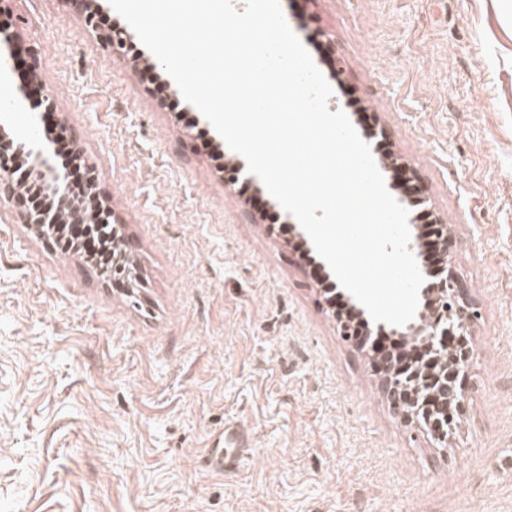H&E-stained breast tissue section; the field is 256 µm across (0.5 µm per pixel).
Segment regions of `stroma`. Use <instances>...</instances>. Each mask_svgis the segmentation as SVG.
I'll list each match as a JSON object with an SVG mask.
<instances>
[{"label": "stroma", "instance_id": "1", "mask_svg": "<svg viewBox=\"0 0 512 512\" xmlns=\"http://www.w3.org/2000/svg\"><path fill=\"white\" fill-rule=\"evenodd\" d=\"M280 4L330 110L416 176L409 224L454 240L480 317L447 445L402 420L328 264L218 170L238 153L109 0H0L9 123L100 171L132 267L104 278L0 199V512H512V0ZM114 28L135 54L100 42ZM228 421L251 437L233 475L206 464Z\"/></svg>", "mask_w": 512, "mask_h": 512}]
</instances>
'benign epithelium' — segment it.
<instances>
[{"label":"benign epithelium","mask_w":512,"mask_h":512,"mask_svg":"<svg viewBox=\"0 0 512 512\" xmlns=\"http://www.w3.org/2000/svg\"><path fill=\"white\" fill-rule=\"evenodd\" d=\"M0 118V194L4 195L22 223L40 236L46 229L82 218L83 209L69 196L64 174L57 168L49 146L40 140L10 137ZM24 166L46 198V205L31 210L21 186L15 181L18 166ZM423 311L401 326L400 335L411 344L410 352L422 349L435 358L448 356L441 372L420 375L391 367L392 357L379 363L385 372L384 390L404 421L443 442L462 412L465 390L464 369L473 354L469 325L475 312L459 288L451 264L441 266L420 289ZM460 345L448 352V338Z\"/></svg>","instance_id":"obj_1"}]
</instances>
